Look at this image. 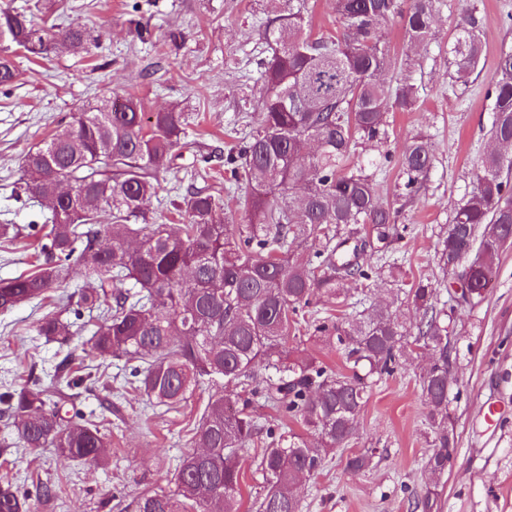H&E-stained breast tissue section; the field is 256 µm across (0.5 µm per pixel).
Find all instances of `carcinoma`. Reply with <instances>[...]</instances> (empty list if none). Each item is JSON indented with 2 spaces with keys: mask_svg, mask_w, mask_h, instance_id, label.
Returning a JSON list of instances; mask_svg holds the SVG:
<instances>
[{
  "mask_svg": "<svg viewBox=\"0 0 512 512\" xmlns=\"http://www.w3.org/2000/svg\"><path fill=\"white\" fill-rule=\"evenodd\" d=\"M269 2L257 117L224 157L228 183L245 186L246 223L218 216L220 199L194 186L168 201L177 227L157 222L150 205L159 173L198 144L184 113L147 112L135 96L123 98L117 111L104 104L74 113L20 166V189L43 199L49 211L39 227L45 261L29 275L0 282V311L43 301L80 271L95 287L77 292L74 315L97 312L80 354L90 361L87 374L72 375L71 354L49 383L0 393V417L12 421L23 446L54 448L61 461H105L111 440L100 423L78 411L62 415L64 389L91 378L93 362L98 369L113 358L135 362L118 401L104 399L108 413L120 411L119 400L132 393L170 410L202 384L215 387L167 486L138 492L135 512H241L239 451L250 443L261 448L254 457L263 480L255 512H300L297 489L349 445L373 383L395 371L411 343L432 351L420 377L433 428L426 466L444 473L457 445L448 414L452 314L484 300L496 260L512 243V51H503L487 92L494 147L481 159L472 191L453 204L438 243L441 269L461 294L449 296V310H438L436 289L421 280L412 285L408 304L421 313L413 329L393 301L355 322L309 315L316 296L347 305L344 285L371 278L368 253L383 255L399 238L394 213L377 194L378 173L391 154L371 166L349 159L362 142H387L388 100L402 110L417 105L409 78L394 87L380 80L412 65L409 54L391 52L385 34L398 18L408 47L429 43L439 0H410L407 8L405 0H332L339 30L317 35L308 0ZM483 21L472 0L454 26L449 52L456 85H469L478 69ZM59 38L77 55L95 47L84 27H36L23 11L0 9V91L20 76L17 51L41 57ZM433 161L431 142L406 140L398 161L404 195L420 191ZM295 243L313 253L295 255ZM302 323L328 348H343L345 370L288 349V336ZM30 332L61 344L78 334L76 323L54 314L37 319ZM260 401L316 441L279 423H258L253 407ZM371 463L372 449L363 448L345 468ZM53 494L40 485L22 495L5 477L0 512H44Z\"/></svg>",
  "mask_w": 512,
  "mask_h": 512,
  "instance_id": "1",
  "label": "carcinoma"
}]
</instances>
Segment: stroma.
I'll return each mask as SVG.
<instances>
[{"label":"stroma","instance_id":"obj_1","mask_svg":"<svg viewBox=\"0 0 512 512\" xmlns=\"http://www.w3.org/2000/svg\"><path fill=\"white\" fill-rule=\"evenodd\" d=\"M484 16L483 56L477 79L452 86L448 65L450 30L464 0H440L436 38L415 52L411 74L419 88L416 109L390 111V153L417 134L434 148L433 166L421 190L399 196L398 169L386 165L379 193L396 211L402 238L388 261L401 266L405 283L423 280L447 301L437 244L451 206L472 188L474 172L490 150L492 122L485 97L502 51L512 49V0H478ZM268 0H58L62 25L89 29L100 43L93 55L78 56L55 46L41 58L18 57L19 81L0 93V224L15 225L10 241L0 238V280L35 271L38 240L30 223L40 220L38 201L16 197L24 153L70 121L73 112L130 94L146 111L178 107L203 151L227 150L234 133L250 122L251 88L258 66L251 54ZM153 33L141 43L135 24ZM183 32L179 49L167 45L169 31ZM481 304L458 309L451 336L449 411L457 448L448 471L435 476L425 462L430 451L427 409L419 377L424 355L406 352L397 371L378 380L362 408L348 447L330 455L323 470L300 490L301 512H414V501L436 490L433 512H512V246L504 248ZM92 325L94 314L74 315L60 303L35 301L0 313V386L47 379L67 347L36 339L30 324L45 314ZM211 393L196 390L179 410L144 413L127 404L106 432L112 439L106 465L60 463L54 449L24 448L0 424V476L23 488L52 485L56 512H129L144 488L165 482L186 447L178 440ZM496 404L495 423L485 420ZM371 448L370 468L346 470L351 451Z\"/></svg>","mask_w":512,"mask_h":512}]
</instances>
